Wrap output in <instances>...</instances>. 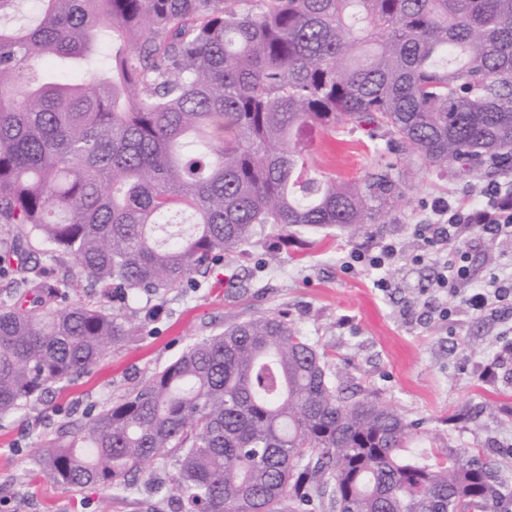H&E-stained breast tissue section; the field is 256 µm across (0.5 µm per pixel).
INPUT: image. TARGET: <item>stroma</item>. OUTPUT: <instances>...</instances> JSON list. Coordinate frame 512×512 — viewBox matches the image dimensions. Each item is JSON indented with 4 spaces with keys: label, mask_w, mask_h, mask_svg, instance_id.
<instances>
[{
    "label": "stroma",
    "mask_w": 512,
    "mask_h": 512,
    "mask_svg": "<svg viewBox=\"0 0 512 512\" xmlns=\"http://www.w3.org/2000/svg\"><path fill=\"white\" fill-rule=\"evenodd\" d=\"M308 163L354 181L371 171L374 152L361 134L340 141L318 133ZM477 182L472 175L420 168L393 210V223L353 240L336 231L303 236L282 243L273 256L256 246L169 293L164 314L146 321L136 342L110 351L32 408L0 417V512H142V496L134 490H72L45 482L38 467L42 448L61 424L118 400L191 341L234 320L278 313L334 355L353 383L423 420L412 445L493 449L502 478L512 485V357L494 366L492 377L482 375L493 353L512 345V309L473 314L458 297L430 287L437 263L414 262L409 250L384 290L372 274L343 265L352 249L411 239L414 225L433 223L438 203L474 204ZM486 404L493 414L482 413Z\"/></svg>",
    "instance_id": "stroma-1"
}]
</instances>
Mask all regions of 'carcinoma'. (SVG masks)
<instances>
[{
  "label": "carcinoma",
  "mask_w": 512,
  "mask_h": 512,
  "mask_svg": "<svg viewBox=\"0 0 512 512\" xmlns=\"http://www.w3.org/2000/svg\"><path fill=\"white\" fill-rule=\"evenodd\" d=\"M0 23V416L134 341L75 281L162 299L266 240L391 220L402 163L512 173V0H34ZM360 132L345 183L309 135ZM349 390L285 314L224 325L43 448L52 484L149 512H512L486 448ZM172 458L167 481L148 462Z\"/></svg>",
  "instance_id": "carcinoma-1"
}]
</instances>
